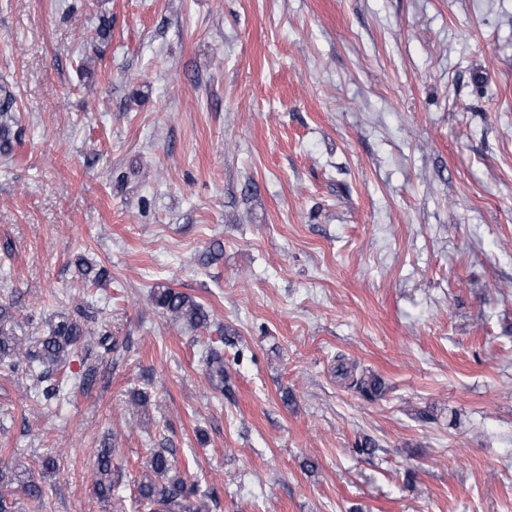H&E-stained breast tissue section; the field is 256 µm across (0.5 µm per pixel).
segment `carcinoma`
<instances>
[{
  "instance_id": "carcinoma-1",
  "label": "carcinoma",
  "mask_w": 512,
  "mask_h": 512,
  "mask_svg": "<svg viewBox=\"0 0 512 512\" xmlns=\"http://www.w3.org/2000/svg\"><path fill=\"white\" fill-rule=\"evenodd\" d=\"M14 98L6 94L0 98V154L8 155L13 148L11 122ZM75 269L83 286H97L104 279L103 271L84 257L75 261ZM152 302L174 320L196 329L208 325L209 316L201 304L184 292L165 285L152 290ZM13 312L11 303L0 300V368L12 373L23 370L36 377L40 383V400L52 404L60 400L62 383L57 373L70 358L83 354L87 348L94 350L100 359L108 358L115 352L112 337L97 331L89 325L92 318L85 309L77 307L72 311L60 312L47 322V330L41 336L23 340L16 336L8 322ZM204 361L209 380L217 391H224V354L210 347ZM356 365L338 361L336 373L348 386L355 388L364 398L372 400L382 395L384 383L373 374H356ZM14 479L31 498L40 499L42 488L27 479V470L18 467ZM115 485L112 470V448L104 444L96 451L95 490L99 497L111 495ZM137 501L143 512H209L204 506L190 503L195 494L186 474L175 464L172 450L151 449L146 470L137 482Z\"/></svg>"
}]
</instances>
